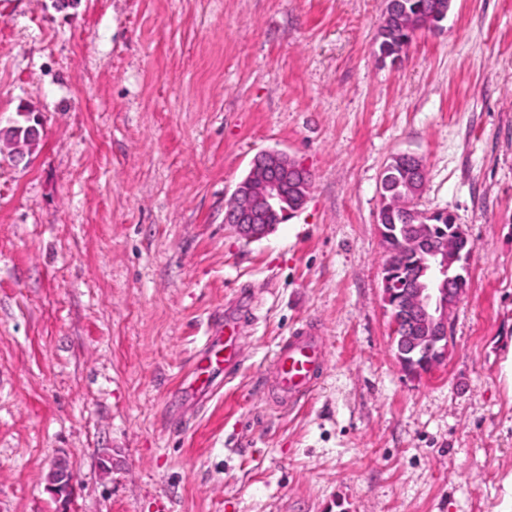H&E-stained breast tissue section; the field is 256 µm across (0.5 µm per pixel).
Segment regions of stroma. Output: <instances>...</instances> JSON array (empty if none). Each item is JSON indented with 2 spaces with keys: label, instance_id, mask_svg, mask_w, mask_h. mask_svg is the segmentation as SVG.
Here are the masks:
<instances>
[{
  "label": "stroma",
  "instance_id": "stroma-1",
  "mask_svg": "<svg viewBox=\"0 0 512 512\" xmlns=\"http://www.w3.org/2000/svg\"><path fill=\"white\" fill-rule=\"evenodd\" d=\"M386 0H0V512H512V0H452L400 61ZM313 179L248 241L224 222L253 156ZM473 246L448 357L407 375L382 300L380 180ZM244 359L179 389L206 327ZM318 325L316 390L277 406L281 340ZM112 459L111 475L99 462ZM20 116L22 117L21 121H16V127L13 129V133H11V139L6 140L3 142L4 147L8 150V153H12L16 146H18L20 143L23 147H26L28 152L30 153L32 150V147L35 145L37 139H30L27 134L25 133V130H22L21 128L26 127V119L23 116V113H20ZM16 138L15 141L13 139ZM11 160L13 162H20L25 158V155L22 153L14 152L11 154ZM74 487V476L67 461L57 459L47 474V491L59 504L58 512H67L66 504L69 502Z\"/></svg>",
  "mask_w": 512,
  "mask_h": 512
}]
</instances>
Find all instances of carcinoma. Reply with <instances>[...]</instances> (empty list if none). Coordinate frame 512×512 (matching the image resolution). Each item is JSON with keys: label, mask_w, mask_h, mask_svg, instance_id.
Instances as JSON below:
<instances>
[{"label": "carcinoma", "mask_w": 512, "mask_h": 512, "mask_svg": "<svg viewBox=\"0 0 512 512\" xmlns=\"http://www.w3.org/2000/svg\"><path fill=\"white\" fill-rule=\"evenodd\" d=\"M399 10L389 13L385 17L376 39L379 57L397 60L406 53L416 32L437 26L446 19L450 9V0H397ZM26 120L16 122L11 139L3 142L8 152L22 145L32 150L36 140L27 136L24 131ZM393 168L385 172L380 185L381 206L379 210V226L382 239L400 250L404 244L401 225L403 224H429L432 232L437 235H453L456 224L450 214L434 212L430 215L415 210L411 213L402 211L404 198L409 196L408 180L405 173L408 169L402 163L393 159ZM419 260L415 255L402 253L398 257L400 263V276L393 277L390 287H402L401 278L414 273L412 265Z\"/></svg>", "instance_id": "obj_1"}]
</instances>
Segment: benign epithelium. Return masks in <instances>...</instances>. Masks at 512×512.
<instances>
[{
  "label": "benign epithelium",
  "instance_id": "benign-epithelium-1",
  "mask_svg": "<svg viewBox=\"0 0 512 512\" xmlns=\"http://www.w3.org/2000/svg\"><path fill=\"white\" fill-rule=\"evenodd\" d=\"M306 173V169L290 155L279 150L258 153L248 175L233 192V205L225 214L243 238L256 241L268 236L274 225L265 223L267 211L284 197L288 177ZM297 200L294 210L300 212L308 201V180L294 182ZM406 248L423 254L420 268L410 286L400 292L383 290L384 303L390 313L391 335L395 356L409 375L430 374L440 368L448 355V318L462 300L466 289L469 257L462 254L466 234L460 227L455 235L431 237L424 226L411 224ZM74 487V476L67 461L57 459L47 474V491L59 504L58 512H67Z\"/></svg>",
  "mask_w": 512,
  "mask_h": 512
}]
</instances>
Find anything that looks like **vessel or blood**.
<instances>
[{
  "instance_id": "b4317fda",
  "label": "vessel or blood",
  "mask_w": 512,
  "mask_h": 512,
  "mask_svg": "<svg viewBox=\"0 0 512 512\" xmlns=\"http://www.w3.org/2000/svg\"><path fill=\"white\" fill-rule=\"evenodd\" d=\"M240 322L227 321L206 336L203 352L195 361L188 389L207 392L219 375L238 368L244 358L238 332ZM326 363V343L315 328L295 329L279 345L271 375V392L277 403L292 406L315 389Z\"/></svg>"
}]
</instances>
